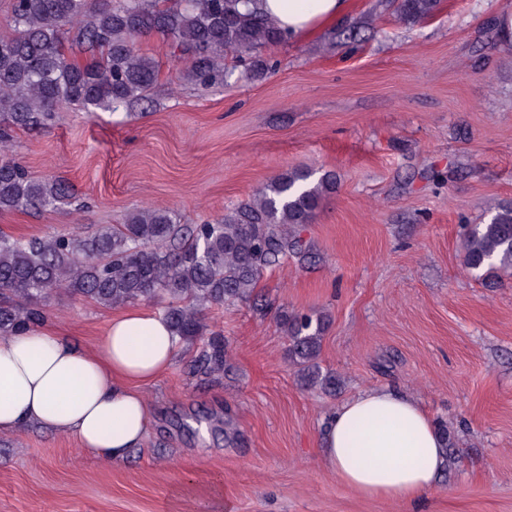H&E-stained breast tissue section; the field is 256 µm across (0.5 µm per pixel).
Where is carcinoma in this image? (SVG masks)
<instances>
[{
    "mask_svg": "<svg viewBox=\"0 0 512 512\" xmlns=\"http://www.w3.org/2000/svg\"><path fill=\"white\" fill-rule=\"evenodd\" d=\"M438 0H401L408 22L433 15ZM14 29L0 36V211L58 210L72 200L60 180H40L10 154L13 128L45 126L59 105L88 112L144 100L157 81L155 59L138 42L160 34L172 40L189 75L203 85L224 82V57L251 56L288 40L258 0H11ZM93 52L70 60L66 42ZM311 173L279 174L254 197L212 222L181 224L160 207L129 212L121 224L89 236L15 237L0 231V336L21 333L45 318L44 301L64 289L105 307L156 297L179 341L200 343L194 373L224 374V334L207 328L202 311L253 299L264 273L287 258L312 259L302 236L322 200L336 189V174L314 183ZM465 267L491 285L512 271V205L462 235ZM288 360L304 386L336 388L318 364L329 319L286 309Z\"/></svg>",
    "mask_w": 512,
    "mask_h": 512,
    "instance_id": "cac0c4a2",
    "label": "carcinoma"
}]
</instances>
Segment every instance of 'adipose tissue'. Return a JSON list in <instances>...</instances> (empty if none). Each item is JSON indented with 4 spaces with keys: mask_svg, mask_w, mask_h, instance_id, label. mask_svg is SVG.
Instances as JSON below:
<instances>
[{
    "mask_svg": "<svg viewBox=\"0 0 512 512\" xmlns=\"http://www.w3.org/2000/svg\"><path fill=\"white\" fill-rule=\"evenodd\" d=\"M264 11L298 37L345 13L346 0H263ZM179 346L162 314L131 308L112 317L93 351L47 327L0 336V432L37 425L75 437L119 461L148 436L152 410L141 391ZM326 471L367 497L415 502L434 488L447 450L414 398L388 387L344 401L318 442Z\"/></svg>",
    "mask_w": 512,
    "mask_h": 512,
    "instance_id": "obj_1",
    "label": "adipose tissue"
}]
</instances>
